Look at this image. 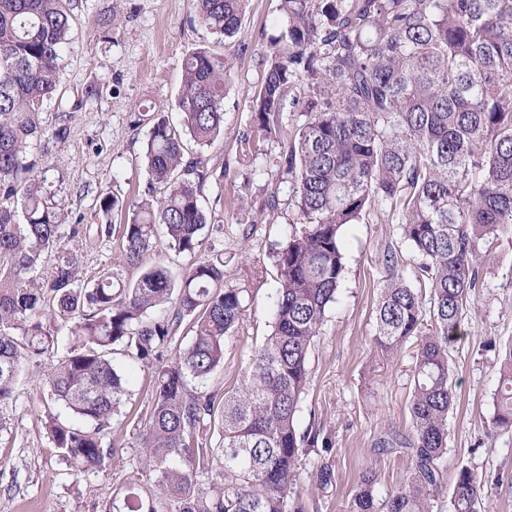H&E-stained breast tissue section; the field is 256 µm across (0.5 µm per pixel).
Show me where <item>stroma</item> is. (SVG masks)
Listing matches in <instances>:
<instances>
[{"instance_id":"1","label":"stroma","mask_w":512,"mask_h":512,"mask_svg":"<svg viewBox=\"0 0 512 512\" xmlns=\"http://www.w3.org/2000/svg\"><path fill=\"white\" fill-rule=\"evenodd\" d=\"M112 28L102 22L112 15ZM191 0H77L70 44L61 61L62 100L44 102L47 127L66 123L64 140L51 141L46 179L61 224L82 223L79 237L65 239L78 255L80 280L88 284L106 269L125 268L120 234L104 233L95 216L100 190L127 198L144 193L148 176L139 162L149 123L139 112L164 110L177 122L174 103L187 52L205 46L223 56L232 71L224 100V134L198 149L208 175L200 202L208 216L204 245L224 255V285L244 291L249 306L224 345V362L208 380L214 390L233 387L251 354L270 333V305L277 269L270 257L297 223L293 182L278 165L287 140L264 142L247 156L244 140L255 133L250 104L260 88L265 31L280 18L279 0H250L238 32L221 39L193 22ZM96 96L61 120L63 103ZM276 207H269V198ZM345 273L335 303L327 311L309 353L311 383L298 415L300 427L319 426L333 446L303 452L293 492L306 512H343L362 471H372L380 494L396 490L410 471L400 453L378 454L375 440L411 432L410 401L419 337L390 352L375 344L376 307L395 257L405 283L423 290L420 259L387 208L366 215L342 235ZM465 336L449 351L456 405L448 415V450L440 462L443 488L433 512H451L457 472L473 470L483 484L479 512H512V431L494 429V393L500 360L512 344V243L487 242L479 286L471 296ZM154 371L136 370L128 394L112 420L117 457L88 479H76L51 451L39 420L48 402L42 374L24 367L8 403L0 404V512H100L132 482L141 480L136 448L141 415L151 408ZM328 468L331 481L320 484Z\"/></svg>"}]
</instances>
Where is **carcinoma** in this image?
<instances>
[{
    "label": "carcinoma",
    "instance_id": "1",
    "mask_svg": "<svg viewBox=\"0 0 512 512\" xmlns=\"http://www.w3.org/2000/svg\"><path fill=\"white\" fill-rule=\"evenodd\" d=\"M249 0H193L195 19L229 38ZM71 0H0V403L12 398L26 364L52 357L43 380L66 414L42 420L58 456L79 478L116 453L105 442L127 393L120 354L155 367L140 455L151 488L129 486L102 512H286L304 448H329L312 425H298L309 385L311 343L336 302L345 263L341 231L384 205L401 217L430 288L432 328L419 345L410 402L412 432H392L375 451L411 458L400 488L379 496L372 471L358 474L347 512H433L442 487L448 413L456 402L449 348L460 338L479 281L481 243L512 241V0H281L252 101L259 138H280L281 113H302L280 166L291 175L298 226L272 252L278 269L270 335L232 389L207 381L224 362L225 338L248 300L225 288L224 257L203 255L172 280L155 258L167 246L201 251L206 174L186 158V140L213 144L224 129L231 70L206 48L189 52L175 108L159 117L142 154L148 194L98 195L95 214L127 213V263L81 288L77 255L36 275L44 256L80 233L61 231L44 197L42 104L59 96L69 45ZM68 322L66 352L55 356L51 325ZM190 344H177L184 321ZM423 303L390 270L376 308V343L396 351L420 334ZM492 424L512 430V345L498 370ZM219 428V445L204 428ZM221 470L208 487L198 474ZM482 486L469 468L456 475L451 512H477Z\"/></svg>",
    "mask_w": 512,
    "mask_h": 512
}]
</instances>
